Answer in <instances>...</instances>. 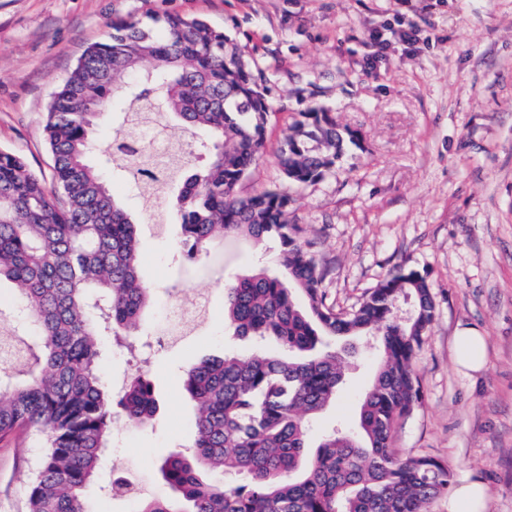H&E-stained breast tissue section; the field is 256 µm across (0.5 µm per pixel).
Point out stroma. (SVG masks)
<instances>
[{"mask_svg":"<svg viewBox=\"0 0 512 512\" xmlns=\"http://www.w3.org/2000/svg\"><path fill=\"white\" fill-rule=\"evenodd\" d=\"M206 18L235 37L271 105L264 153L245 194L286 186L275 153L299 113L320 107L355 132L335 174L288 186L291 220L325 269L327 300L354 309L404 265L426 276L435 317L417 353L421 404L399 426L402 454L448 464L454 484L488 489L485 512H512V0H0V148L23 156L54 190L44 139L57 86L109 25L146 12ZM414 29L413 43L401 33ZM387 42L377 52L374 36ZM141 276L154 290L143 326L166 328L174 290L211 299L210 315L176 347L131 353L99 341L108 387L149 374L159 399L152 425L117 422L90 512H137L106 485L136 461L153 497L168 495L157 466L191 443L197 407L183 390L187 364L223 355L224 282L273 243L228 236L199 260L177 258L175 233L141 236ZM485 336L484 369L464 373L454 339ZM379 362L354 342L335 403L315 433L351 426ZM38 440L0 439V512H25Z\"/></svg>","mask_w":512,"mask_h":512,"instance_id":"stroma-1","label":"stroma"}]
</instances>
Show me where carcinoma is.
<instances>
[{"label": "carcinoma", "instance_id": "cac0c4a2", "mask_svg": "<svg viewBox=\"0 0 512 512\" xmlns=\"http://www.w3.org/2000/svg\"><path fill=\"white\" fill-rule=\"evenodd\" d=\"M271 106L230 36L208 22L145 13L112 25L88 47L52 96L44 128L57 193L22 156L0 149V283L17 285L9 318L31 327L27 345L0 341V437H46L29 481L27 512H89L85 489L109 446L112 423L146 426L159 405L138 374L114 402L98 370L99 337L137 349L149 288L140 276L141 229L90 163L96 130L116 129L106 162L146 198L132 165L151 154L133 139L152 112L183 137L184 160L159 190L173 201L178 247L188 259L215 239L278 242L266 264L225 283L224 326L241 340L274 339L279 351L202 359L185 371L197 404L194 442L159 471L170 493L140 499L139 512H429L448 491V464L391 446L421 404L414 360L435 313L426 276L398 267L351 313L327 302L325 272L284 189L255 195L241 181L263 154ZM328 112H302L277 153L288 179L306 184L336 168L344 142ZM365 336L381 355L355 426L313 440L312 422L336 401L343 362L328 338ZM241 473L224 487L208 470Z\"/></svg>", "mask_w": 512, "mask_h": 512}]
</instances>
